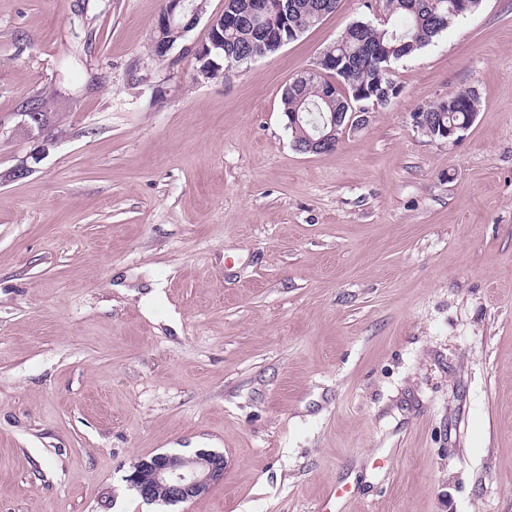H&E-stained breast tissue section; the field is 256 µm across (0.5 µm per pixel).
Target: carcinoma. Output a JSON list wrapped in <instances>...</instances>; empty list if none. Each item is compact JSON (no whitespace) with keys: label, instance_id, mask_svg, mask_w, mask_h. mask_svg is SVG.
I'll return each mask as SVG.
<instances>
[{"label":"carcinoma","instance_id":"cac0c4a2","mask_svg":"<svg viewBox=\"0 0 512 512\" xmlns=\"http://www.w3.org/2000/svg\"><path fill=\"white\" fill-rule=\"evenodd\" d=\"M340 0H286L288 29L282 21H273L263 15H254L245 25L224 29V47L211 50L208 60L215 63L242 65L255 58L273 55L279 51L274 39L266 38L265 31L275 29L288 41L319 25L333 13ZM388 13L398 21L377 27L358 20L326 51L336 56L337 65L319 77L302 73L292 79L282 93V112L293 142L306 147L310 139L318 138L317 127L324 119L336 113L338 126L347 122L355 103V94L368 91L375 95L395 93L400 86L394 79L395 65L442 35L453 24L464 19L456 7V0H387ZM336 84L330 99L321 96L322 85ZM477 93L462 98L448 108L437 101L417 108L429 113L428 125L421 131L440 140L448 128L471 126L472 116L479 112ZM300 113V121L291 116Z\"/></svg>","mask_w":512,"mask_h":512}]
</instances>
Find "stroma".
I'll return each mask as SVG.
<instances>
[{"mask_svg":"<svg viewBox=\"0 0 512 512\" xmlns=\"http://www.w3.org/2000/svg\"><path fill=\"white\" fill-rule=\"evenodd\" d=\"M162 6L0 0V512H318L339 484L345 512H512V0L321 154L282 91L382 0L202 81L153 59ZM463 89L460 141L415 127ZM38 92L51 126L16 132ZM200 448L207 494L129 490ZM225 468L224 454L215 450L200 449L191 455L158 453L134 463L126 480L147 503L154 502L150 487L166 491L173 504L186 503L223 481Z\"/></svg>","mask_w":512,"mask_h":512,"instance_id":"obj_1","label":"stroma"}]
</instances>
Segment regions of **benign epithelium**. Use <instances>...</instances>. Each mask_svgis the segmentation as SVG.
Listing matches in <instances>:
<instances>
[{
	"mask_svg": "<svg viewBox=\"0 0 512 512\" xmlns=\"http://www.w3.org/2000/svg\"><path fill=\"white\" fill-rule=\"evenodd\" d=\"M278 15L285 17L283 0H250L247 12L225 10L208 18V40L203 43L185 44L182 50L202 60L213 48L224 46V27L233 26L246 17V13ZM199 6H188L186 0H164L163 8L154 27L153 54L165 62L174 43L164 37L170 29L188 34L201 20ZM226 468L224 454L215 450L200 449L191 455L158 453L142 458L132 466L126 480L140 491L148 503L153 502L150 489L157 487L167 492L171 503H186L206 494L210 488L224 480Z\"/></svg>",
	"mask_w": 512,
	"mask_h": 512,
	"instance_id": "7a95c632",
	"label": "benign epithelium"
}]
</instances>
